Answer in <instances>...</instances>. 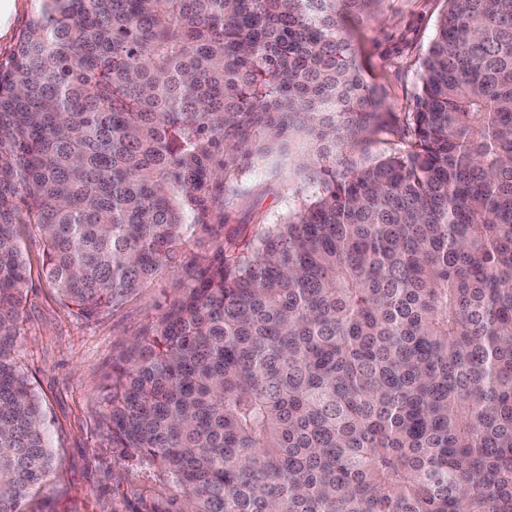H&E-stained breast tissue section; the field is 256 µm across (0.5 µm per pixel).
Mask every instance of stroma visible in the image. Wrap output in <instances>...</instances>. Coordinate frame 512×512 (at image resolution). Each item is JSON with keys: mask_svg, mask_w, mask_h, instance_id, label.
Here are the masks:
<instances>
[{"mask_svg": "<svg viewBox=\"0 0 512 512\" xmlns=\"http://www.w3.org/2000/svg\"><path fill=\"white\" fill-rule=\"evenodd\" d=\"M444 8V0H374L351 20L358 59L383 103L380 120L392 129L388 135L363 133L347 151L351 159L375 160L399 147ZM250 140L249 165L224 184L223 223L189 230L187 243L175 246L163 271L106 316L87 319L61 304L42 272L40 237L23 229L30 278L16 357L41 399L55 452L53 473L33 502L35 512H131L142 482L113 456L98 425L114 367L221 247L256 242L269 225L317 193L308 168L316 154L310 137L286 135L269 151L261 135Z\"/></svg>", "mask_w": 512, "mask_h": 512, "instance_id": "35a3bbf8", "label": "stroma"}]
</instances>
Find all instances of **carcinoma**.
<instances>
[{"label": "carcinoma", "mask_w": 512, "mask_h": 512, "mask_svg": "<svg viewBox=\"0 0 512 512\" xmlns=\"http://www.w3.org/2000/svg\"><path fill=\"white\" fill-rule=\"evenodd\" d=\"M373 2L37 0L0 64V512L54 459L21 225L98 318L208 223L249 132L294 128L314 201L221 250L102 398L134 512H512V0H444L404 146L357 163Z\"/></svg>", "instance_id": "obj_1"}]
</instances>
